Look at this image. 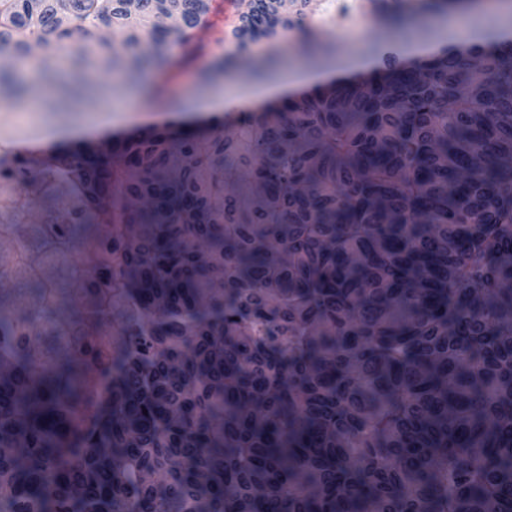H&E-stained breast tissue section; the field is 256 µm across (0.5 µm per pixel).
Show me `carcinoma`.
<instances>
[{"label": "carcinoma", "instance_id": "cac0c4a2", "mask_svg": "<svg viewBox=\"0 0 512 512\" xmlns=\"http://www.w3.org/2000/svg\"><path fill=\"white\" fill-rule=\"evenodd\" d=\"M0 0V102L31 89L58 112L112 97L89 70L180 110L171 74L209 54L294 35L327 53L308 0ZM386 0L327 2L322 25L382 15ZM412 18L478 0H393ZM0 189L9 212L63 197L90 255L150 320L120 332L101 380L112 405L87 427L80 363L12 351L0 374V512H512V40L393 54L360 85L245 111L231 133L168 128L41 158ZM15 326L55 323L0 299ZM262 317L271 334L253 335ZM100 306L70 323L94 336Z\"/></svg>", "mask_w": 512, "mask_h": 512}]
</instances>
